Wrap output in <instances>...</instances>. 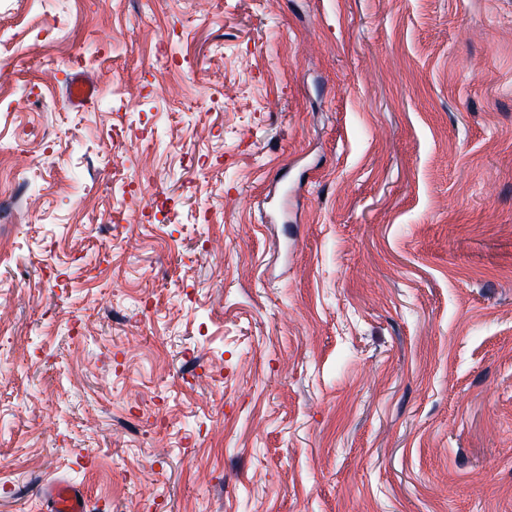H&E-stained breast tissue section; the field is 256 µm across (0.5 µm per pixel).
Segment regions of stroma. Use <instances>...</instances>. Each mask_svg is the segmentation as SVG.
<instances>
[{
  "label": "stroma",
  "instance_id": "1",
  "mask_svg": "<svg viewBox=\"0 0 512 512\" xmlns=\"http://www.w3.org/2000/svg\"><path fill=\"white\" fill-rule=\"evenodd\" d=\"M0 53V512H512V0H0ZM44 502L48 512H87L88 497L80 485L58 481L46 487Z\"/></svg>",
  "mask_w": 512,
  "mask_h": 512
}]
</instances>
